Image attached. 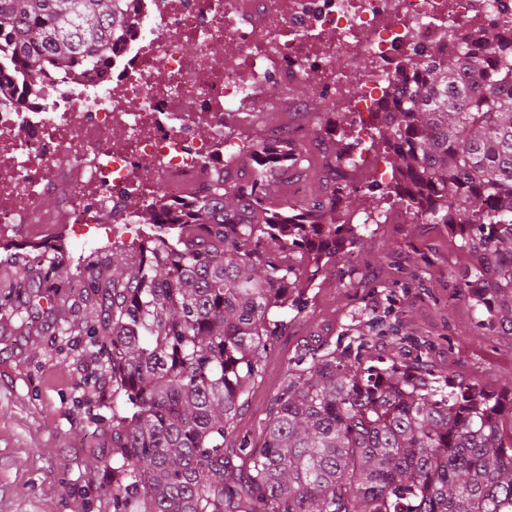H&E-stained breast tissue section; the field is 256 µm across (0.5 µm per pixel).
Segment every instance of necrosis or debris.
<instances>
[{
	"instance_id": "obj_1",
	"label": "necrosis or debris",
	"mask_w": 512,
	"mask_h": 512,
	"mask_svg": "<svg viewBox=\"0 0 512 512\" xmlns=\"http://www.w3.org/2000/svg\"><path fill=\"white\" fill-rule=\"evenodd\" d=\"M130 9L135 28L108 71L47 72L22 100L18 74L0 92V230L36 237L73 224L126 238L135 202L189 200L237 156L242 143L224 119L256 111L266 79L312 84L326 104L347 102L362 128L424 49L455 53L464 34L484 50L512 24V0H131ZM48 194L57 209L41 206Z\"/></svg>"
}]
</instances>
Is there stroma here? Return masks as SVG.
<instances>
[{
  "label": "stroma",
  "instance_id": "1",
  "mask_svg": "<svg viewBox=\"0 0 512 512\" xmlns=\"http://www.w3.org/2000/svg\"><path fill=\"white\" fill-rule=\"evenodd\" d=\"M268 109L228 132L261 139L290 121L296 92L271 82ZM322 132L302 143L314 173L289 185V203L320 193L335 160L321 152ZM359 213L380 217L363 246L339 252L310 291L302 312L275 337L257 382L243 396L238 426L261 447L279 384L298 354L369 340L403 351L407 363L499 390L512 384V335L478 327L481 311L458 286L468 263L442 224H416L398 199L382 198L369 172L357 175ZM400 223H393V216ZM36 333L0 317V512H112V374L94 337L57 336L39 319Z\"/></svg>",
  "mask_w": 512,
  "mask_h": 512
}]
</instances>
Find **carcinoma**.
I'll return each instance as SVG.
<instances>
[{
	"mask_svg": "<svg viewBox=\"0 0 512 512\" xmlns=\"http://www.w3.org/2000/svg\"><path fill=\"white\" fill-rule=\"evenodd\" d=\"M133 24L127 0H0V86L108 65ZM493 59L436 47L379 102L370 145L342 137L335 158L380 141L386 185L470 257L459 287L512 333V27ZM249 172L208 175L207 194L134 210L149 232L78 258L60 244L0 303L28 330L73 283L91 301L84 330L112 371V512H512V386L412 373L401 353L328 349L295 359L261 447L241 439L246 475L226 468L242 396L272 342L336 253L371 238L354 189L298 206L280 190L312 174L297 145L249 144ZM47 308H42L41 300Z\"/></svg>",
	"mask_w": 512,
	"mask_h": 512,
	"instance_id": "cac0c4a2",
	"label": "carcinoma"
}]
</instances>
